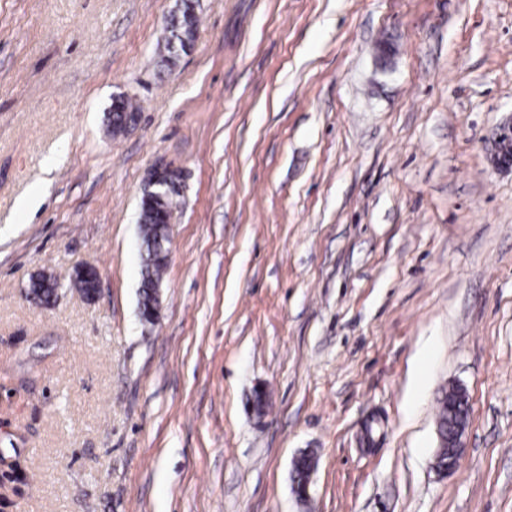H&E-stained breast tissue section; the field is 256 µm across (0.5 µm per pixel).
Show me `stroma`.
Segmentation results:
<instances>
[{"label": "stroma", "mask_w": 512, "mask_h": 512, "mask_svg": "<svg viewBox=\"0 0 512 512\" xmlns=\"http://www.w3.org/2000/svg\"><path fill=\"white\" fill-rule=\"evenodd\" d=\"M195 3L163 69L178 0H0V512H512V0ZM160 163L184 187L150 325ZM164 32V42L168 51V56H162L161 62L164 66L170 68L175 64L173 61L179 56L180 53L185 54L190 52L194 46L189 47V45H187L186 52L184 48V38H189V32L185 27L178 28L173 22L170 28L166 27L164 29ZM492 145L495 150L497 166L503 169L512 168V123H504L496 131ZM176 169L167 165H156L149 173V184L156 188V195L162 196L147 202L144 194L140 202L139 223L142 231V247L144 251V266L139 290V313L157 302L154 292L159 288L162 273L167 266L166 255L160 256L159 250L166 252L165 243L168 242L170 220L172 218L174 198L181 188L174 185ZM163 196L164 194H167ZM439 417L447 419L448 421L440 419L438 422V438L440 448L436 453L435 465L438 470L442 472L451 471L452 468L444 461L442 453L444 448H448V455L451 453L459 454L461 448L464 447L462 438L465 433L468 418H460L451 421L448 417V408L440 403Z\"/></svg>", "instance_id": "stroma-1"}]
</instances>
